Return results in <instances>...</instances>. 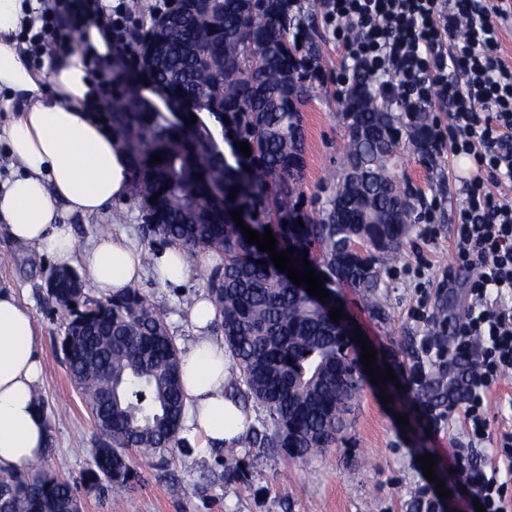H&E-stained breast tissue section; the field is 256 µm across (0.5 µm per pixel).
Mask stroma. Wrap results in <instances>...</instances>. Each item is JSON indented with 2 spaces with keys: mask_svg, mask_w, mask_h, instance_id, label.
Instances as JSON below:
<instances>
[{
  "mask_svg": "<svg viewBox=\"0 0 512 512\" xmlns=\"http://www.w3.org/2000/svg\"><path fill=\"white\" fill-rule=\"evenodd\" d=\"M305 22L318 42L321 70L316 90L303 106L306 166L301 206L315 216L333 194L328 174L338 167L345 144L339 79L345 53L328 31L322 0H300ZM468 165L442 146L421 158L405 145L401 172L416 190L414 221L401 256L383 258L382 282L376 301L360 292L342 290L336 300L352 327L361 329L377 353L375 371L393 370L395 381L366 384L348 417V428L337 447L291 461L255 448H237L248 470L246 482L226 484L204 475L202 456L184 448L166 456L130 449L141 478L134 488L116 492L100 488L81 492L84 512H476L472 494L462 492L452 473L454 452L466 439L463 408L451 403L458 395L461 369L450 356L453 328L465 318L471 272L455 261L453 234L460 221L464 196L460 177ZM145 211L129 198L108 212L73 216L78 246L102 232H123L150 251L154 240L142 232ZM54 263L35 249L19 247L0 233V289H13L31 309L37 324L44 377L39 389L48 422L41 469L64 478L87 470L91 450L99 442L89 413L71 384L63 362V318L47 301L45 278ZM210 266L193 261L192 272L177 285L158 281L146 269L137 288L163 316L179 349L193 336L187 320L190 299L207 288ZM439 331L443 358L427 352L422 338ZM450 382V390L426 397L427 386ZM391 396L383 405L382 396ZM406 415L408 426L396 423ZM435 455L434 469L452 495L441 498L424 476L419 460ZM204 485L205 494L193 491Z\"/></svg>",
  "mask_w": 512,
  "mask_h": 512,
  "instance_id": "1",
  "label": "stroma"
}]
</instances>
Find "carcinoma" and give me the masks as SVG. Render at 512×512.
I'll return each instance as SVG.
<instances>
[{
    "label": "carcinoma",
    "instance_id": "obj_1",
    "mask_svg": "<svg viewBox=\"0 0 512 512\" xmlns=\"http://www.w3.org/2000/svg\"><path fill=\"white\" fill-rule=\"evenodd\" d=\"M298 0H198L179 3L182 19L132 32L138 50L155 47L161 62L149 77L172 101L194 97V113L137 109L135 100L99 112L118 132L135 179L130 195L145 203L146 228L186 253L213 251L207 295L215 307L232 363L226 392L261 410L242 440L247 448L273 450L292 459L336 446L344 416L363 389L356 356L329 313L277 273L267 253L247 243L225 203L251 215L255 230L270 227L278 251L295 248L325 273L324 287L361 288L376 295L381 277L375 245L400 254L413 205L395 206L387 188L398 182L400 158L379 143L411 142L430 153V116L403 120L374 109L369 79L355 76L342 101L343 158L359 163V179L340 171L318 217L300 206L305 168L302 105L317 78L320 54L304 25ZM196 115V122L185 121ZM246 143L251 156L238 149ZM163 162L153 166L155 153ZM160 193L151 200L154 193ZM303 220L304 226L298 225ZM360 239L367 256L346 248ZM47 299L66 316L61 349L72 384L102 429L83 482L126 489L139 481L127 450L164 452L187 446L181 437L185 410L180 354L164 318L146 295L130 288L99 301L65 276ZM242 459L215 456L224 483L247 479ZM75 483L43 470L0 471V512H74Z\"/></svg>",
    "mask_w": 512,
    "mask_h": 512
}]
</instances>
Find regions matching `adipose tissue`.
Masks as SVG:
<instances>
[{
    "label": "adipose tissue",
    "mask_w": 512,
    "mask_h": 512,
    "mask_svg": "<svg viewBox=\"0 0 512 512\" xmlns=\"http://www.w3.org/2000/svg\"><path fill=\"white\" fill-rule=\"evenodd\" d=\"M42 0H0V124L18 169L0 181V223L10 239L38 249L56 266L82 265L95 286L114 294L141 279L143 252L126 236L102 234L78 248L70 216L103 212L126 200L133 166L121 135L96 115L107 101L87 66L111 61L103 26L87 21L76 40L51 56L33 57ZM216 311L197 298L188 310L195 341L182 357L186 425L207 455L239 447L251 419L225 392L224 343L208 328ZM43 363L31 311L0 290V470H22L42 458L48 439L38 389Z\"/></svg>",
    "instance_id": "adipose-tissue-1"
}]
</instances>
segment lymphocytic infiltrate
Masks as SVG:
<instances>
[{"instance_id":"1","label":"lymphocytic infiltrate","mask_w":512,"mask_h":512,"mask_svg":"<svg viewBox=\"0 0 512 512\" xmlns=\"http://www.w3.org/2000/svg\"><path fill=\"white\" fill-rule=\"evenodd\" d=\"M326 22L345 48L347 68L378 79L404 111L421 112L431 102L448 114L447 134L457 156L471 157L473 176L455 240L459 264L476 269L470 305L457 330L455 362L462 374L468 448L455 459L465 487L485 512H512V429L490 432L487 389L512 370V203L492 185H512V63L499 53V30L512 24V0H325ZM102 18L122 40L130 17L101 0H79L77 9L52 8L42 30L67 21L83 25ZM493 443L503 468L477 465L470 446Z\"/></svg>"}]
</instances>
